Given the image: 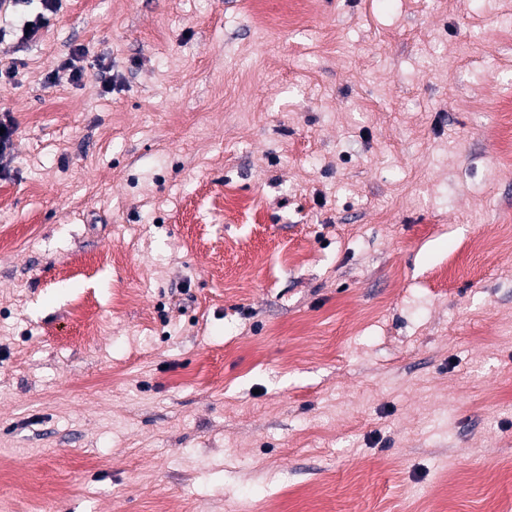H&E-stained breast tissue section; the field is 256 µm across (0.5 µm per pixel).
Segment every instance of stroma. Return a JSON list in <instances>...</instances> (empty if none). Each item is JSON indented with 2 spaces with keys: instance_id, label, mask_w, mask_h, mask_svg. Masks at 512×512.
<instances>
[{
  "instance_id": "obj_1",
  "label": "stroma",
  "mask_w": 512,
  "mask_h": 512,
  "mask_svg": "<svg viewBox=\"0 0 512 512\" xmlns=\"http://www.w3.org/2000/svg\"><path fill=\"white\" fill-rule=\"evenodd\" d=\"M304 7L0 38V512H512V0ZM0 128L5 129L0 135V166L3 168L4 161L8 162L12 156L13 138L17 131V123L10 112L0 114Z\"/></svg>"
}]
</instances>
